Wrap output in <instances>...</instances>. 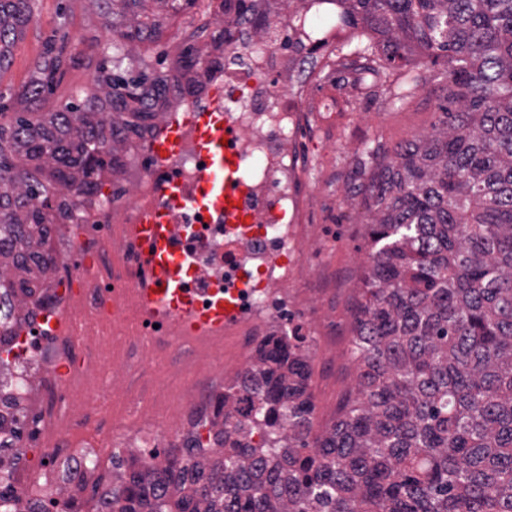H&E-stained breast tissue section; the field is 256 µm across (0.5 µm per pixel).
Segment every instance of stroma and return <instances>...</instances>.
Masks as SVG:
<instances>
[{
  "label": "stroma",
  "mask_w": 512,
  "mask_h": 512,
  "mask_svg": "<svg viewBox=\"0 0 512 512\" xmlns=\"http://www.w3.org/2000/svg\"><path fill=\"white\" fill-rule=\"evenodd\" d=\"M220 0H197L191 14L174 12L168 0H148L146 8L161 21L159 37L113 42L105 28L103 9L96 0H35V19L10 48L8 66L0 71V91L18 95L35 79L44 40L54 27H63L81 50L79 64L67 68L52 94L39 102L42 112L57 111L65 103L83 99L95 71L92 51L117 52L130 60L147 58L160 50L177 57L191 32V18L218 13ZM425 85H407L405 105L392 99L361 98L353 112H341L337 122L322 124L310 114L296 141L300 169L310 181L308 220L319 231L316 250L305 256L310 276L299 284L303 302L295 313L298 322L314 328L311 387L315 396L317 427L331 424L340 402L354 385V366L348 355L352 336V307L369 271V246L362 221L359 187L369 179L371 166L361 165L364 148L393 150L429 128L436 119L437 92L445 83L442 70L425 74ZM142 395L131 391L122 413H112L111 395L98 396L79 417L92 437L88 444L103 468H111L116 450L131 452L153 438L168 420L166 408L142 417Z\"/></svg>",
  "instance_id": "35a3bbf8"
}]
</instances>
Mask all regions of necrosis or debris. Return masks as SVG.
<instances>
[{
  "label": "necrosis or debris",
  "mask_w": 512,
  "mask_h": 512,
  "mask_svg": "<svg viewBox=\"0 0 512 512\" xmlns=\"http://www.w3.org/2000/svg\"><path fill=\"white\" fill-rule=\"evenodd\" d=\"M260 23L239 21L235 12L224 15L226 38L205 55L201 64L187 67L171 77L154 94L163 118L214 104L213 92L223 87L229 117L237 131L242 174L252 188L250 203L256 222L248 228L231 224L217 227L209 216L191 207L172 210L176 244L192 252L193 287L216 284L221 276H234L245 261L256 266L242 288V306L249 319L229 328L224 335L205 342H188L193 370L207 371L209 391L193 402L162 389L159 399L172 403L176 417L164 428L158 446L179 441L209 421L224 400L225 361L238 370L254 363L253 352L233 349L232 340L254 332L270 334L282 326L283 313L294 311L298 299L294 284L307 273L304 254L315 247L318 235L305 219L304 196L297 190L300 171L294 157V135L307 113H320L323 121L336 120L332 93L317 95V66L326 64L331 49L349 43L353 35L332 25L312 27L306 18L327 9L326 0H303L295 12L282 8V0H257ZM299 44L296 52L282 50L284 36ZM159 127L135 124L125 128L124 161L106 167L99 178L79 189H64L54 198V235L61 238L66 259L51 267L49 278L36 294L14 299L10 320L20 336L23 351L38 360L33 372L16 379L11 393L38 398L31 416L35 438L29 446L38 452L41 469L53 471L57 456L53 448L59 437L80 443L71 413L111 386L120 396L129 377L125 364L128 348L138 343L150 348L157 329L130 316L113 319L108 312L112 285L119 274L135 266L138 255L126 240L122 227L139 223L150 211L162 208L164 179L177 180L186 195H193L201 178V162L194 135H186L182 152L157 167L150 146ZM69 308L78 311L79 348L86 362L68 375L56 371L54 361L42 360L48 343L63 344L51 324L54 314ZM112 363V380L104 382L93 363Z\"/></svg>",
  "instance_id": "4bbe7bcc"
}]
</instances>
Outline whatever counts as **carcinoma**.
<instances>
[{"label": "carcinoma", "instance_id": "1", "mask_svg": "<svg viewBox=\"0 0 512 512\" xmlns=\"http://www.w3.org/2000/svg\"><path fill=\"white\" fill-rule=\"evenodd\" d=\"M334 2L336 21L361 37L338 50L336 82L365 71L380 97L423 69L447 80L428 133L365 151L371 266L352 311L354 386L316 432L311 343L283 326L224 387L208 439L129 454L100 503L108 512H512V0ZM104 16L115 40L161 27L143 12ZM33 18V0H0V71ZM72 61L53 32L21 98L51 94ZM164 63L163 51L136 66L104 53L90 92L56 112L10 114L0 92V259L63 261L42 249L52 200L74 173L89 183L112 160L114 131L92 108L150 117ZM199 63L195 40L183 41L173 67ZM19 293L29 282L0 273V306ZM18 347L0 340V366L27 359ZM240 393L245 415L227 409ZM2 434L20 451L31 434L13 395L0 396ZM22 495L0 486V512H18Z\"/></svg>", "mask_w": 512, "mask_h": 512}]
</instances>
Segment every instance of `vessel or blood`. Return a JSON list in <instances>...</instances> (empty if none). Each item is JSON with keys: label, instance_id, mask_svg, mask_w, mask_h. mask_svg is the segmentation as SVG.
Segmentation results:
<instances>
[{"label": "vessel or blood", "instance_id": "b4317fda", "mask_svg": "<svg viewBox=\"0 0 512 512\" xmlns=\"http://www.w3.org/2000/svg\"><path fill=\"white\" fill-rule=\"evenodd\" d=\"M189 131L197 137L206 161L195 202L222 213L228 223H252L253 211L237 152L227 144L231 133L222 110H195L171 118L150 148L156 162L179 153ZM138 264L140 274L134 285L140 320H163L187 334L207 335L223 331L237 310L229 295L213 297L204 309L191 303L179 286L185 273L184 255L165 232L155 231L153 246L141 251Z\"/></svg>", "mask_w": 512, "mask_h": 512}]
</instances>
